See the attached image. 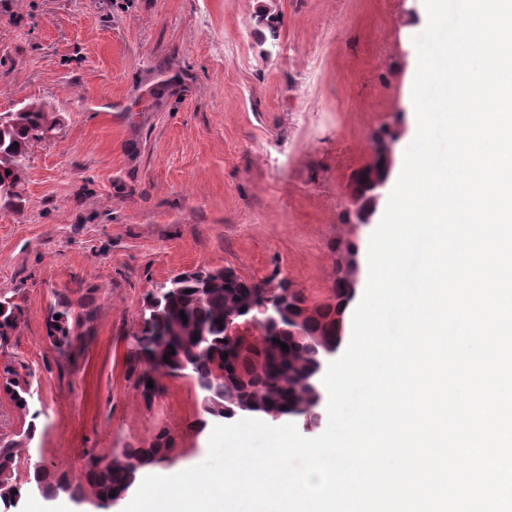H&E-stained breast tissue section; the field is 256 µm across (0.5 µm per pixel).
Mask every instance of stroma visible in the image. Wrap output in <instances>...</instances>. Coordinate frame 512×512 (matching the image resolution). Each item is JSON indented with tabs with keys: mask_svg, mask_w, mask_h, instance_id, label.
Returning a JSON list of instances; mask_svg holds the SVG:
<instances>
[{
	"mask_svg": "<svg viewBox=\"0 0 512 512\" xmlns=\"http://www.w3.org/2000/svg\"><path fill=\"white\" fill-rule=\"evenodd\" d=\"M278 16L262 39L259 7ZM423 0H0V112L62 118L30 150L28 202L0 214V293L24 318L7 349L34 373L28 411L0 394V436L28 422L16 474L40 462L83 477L159 430L175 467L202 463L201 397L163 376L145 402L128 356L147 295L171 276L227 268L287 279L328 302L371 135H412L410 74ZM93 318L62 358L46 338L57 294ZM37 420H30L29 412Z\"/></svg>",
	"mask_w": 512,
	"mask_h": 512,
	"instance_id": "obj_1",
	"label": "stroma"
}]
</instances>
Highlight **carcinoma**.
Here are the masks:
<instances>
[{"instance_id": "obj_1", "label": "carcinoma", "mask_w": 512, "mask_h": 512, "mask_svg": "<svg viewBox=\"0 0 512 512\" xmlns=\"http://www.w3.org/2000/svg\"><path fill=\"white\" fill-rule=\"evenodd\" d=\"M59 126V118L41 103L0 113L1 213L23 212L30 148L53 138ZM396 139L397 134L387 127L376 130L372 163L351 177L350 191L359 201L354 216L360 224L370 223L379 199L378 185L389 179L394 164L391 145ZM357 270L358 249L350 245L337 264L333 302L314 308L283 279L238 277L224 281L210 277L205 267L199 268L196 278H170L149 295L141 313V329L133 336L135 350L128 365L137 374L144 400L150 403L156 397L157 375L182 374L193 380L206 401L195 423L200 433L210 423H222L242 413L273 421L288 416L316 423L324 361L336 352V315L339 306L350 300L347 290L356 287ZM262 306L275 312L265 333L242 337L233 346L225 343L226 320L245 322ZM92 315L86 305L76 308L68 296L58 297L45 323L51 347L64 357L71 355L77 330ZM23 317L18 298L0 294V349L10 344ZM297 323L303 331L299 337L277 332ZM283 343L288 350H282ZM32 379V372L22 363L0 364V392L21 411L28 410L34 397ZM150 380L151 388L147 387ZM36 431L32 419L19 438L0 436V503L6 507L16 505L26 490L43 495L61 491L82 501L88 487L105 507L135 486L140 471L171 461L172 438L162 430L149 444L123 448L120 460L105 465L89 460L83 482L36 464L22 484L15 477L18 448L32 441Z\"/></svg>"}]
</instances>
